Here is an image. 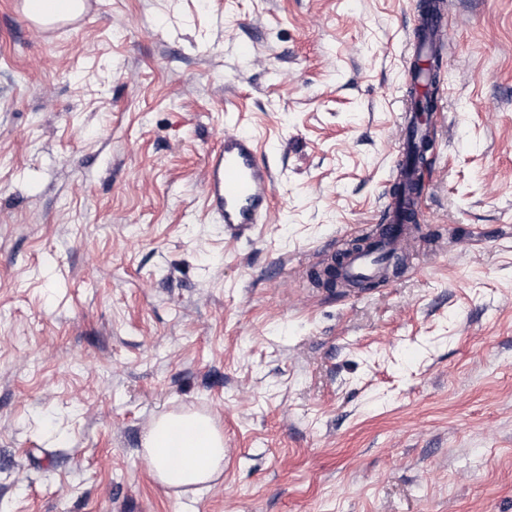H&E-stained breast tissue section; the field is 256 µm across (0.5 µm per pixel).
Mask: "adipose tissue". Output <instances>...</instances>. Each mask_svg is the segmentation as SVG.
Returning <instances> with one entry per match:
<instances>
[{
	"label": "adipose tissue",
	"instance_id": "obj_1",
	"mask_svg": "<svg viewBox=\"0 0 512 512\" xmlns=\"http://www.w3.org/2000/svg\"><path fill=\"white\" fill-rule=\"evenodd\" d=\"M143 457L166 487L203 485L224 469V435L206 416L165 413L147 433Z\"/></svg>",
	"mask_w": 512,
	"mask_h": 512
}]
</instances>
